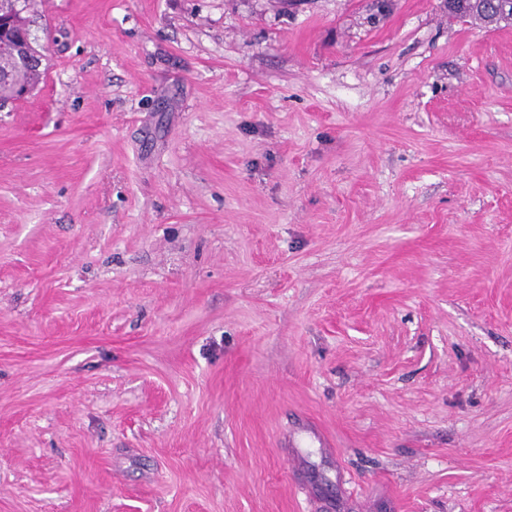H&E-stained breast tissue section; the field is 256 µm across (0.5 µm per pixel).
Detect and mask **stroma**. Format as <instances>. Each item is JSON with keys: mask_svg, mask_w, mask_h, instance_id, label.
<instances>
[{"mask_svg": "<svg viewBox=\"0 0 512 512\" xmlns=\"http://www.w3.org/2000/svg\"><path fill=\"white\" fill-rule=\"evenodd\" d=\"M35 10L46 73L0 110V512H512V25Z\"/></svg>", "mask_w": 512, "mask_h": 512, "instance_id": "35a3bbf8", "label": "stroma"}]
</instances>
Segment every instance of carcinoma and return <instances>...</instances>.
<instances>
[{"mask_svg":"<svg viewBox=\"0 0 512 512\" xmlns=\"http://www.w3.org/2000/svg\"><path fill=\"white\" fill-rule=\"evenodd\" d=\"M36 0H0V103L11 104L18 99L20 90L31 89L42 76V71L32 65V60L42 57L41 44L30 33L35 24L34 4ZM22 11V20H17L16 11ZM448 13L459 18H478L489 26L507 21L503 16L481 10H470L461 6L448 9Z\"/></svg>","mask_w":512,"mask_h":512,"instance_id":"carcinoma-1","label":"carcinoma"}]
</instances>
